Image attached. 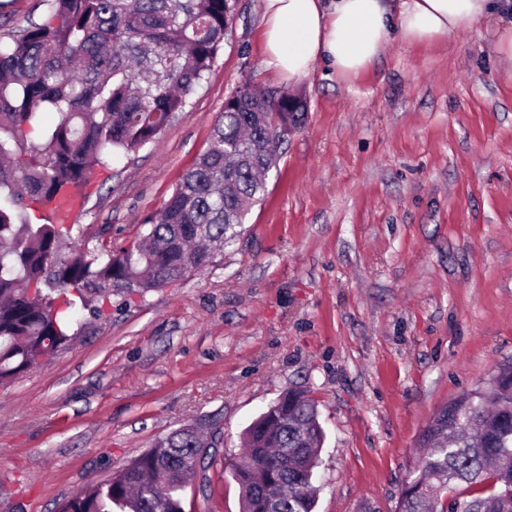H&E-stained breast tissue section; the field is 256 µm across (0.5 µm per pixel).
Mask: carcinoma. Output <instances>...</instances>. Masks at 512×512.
Returning <instances> with one entry per match:
<instances>
[{"label":"carcinoma","mask_w":512,"mask_h":512,"mask_svg":"<svg viewBox=\"0 0 512 512\" xmlns=\"http://www.w3.org/2000/svg\"><path fill=\"white\" fill-rule=\"evenodd\" d=\"M45 16L0 42V387L67 344L74 315L98 318L112 297L145 294L198 273L233 243L266 191L307 106L284 91H238L208 145L182 174L141 242L91 254L66 247L73 225L31 224L26 202L83 184L106 151L132 153L184 111L224 42L235 0H44ZM231 465L242 512H314L325 434L309 392L292 389L245 430ZM398 512H512V363L485 388L442 407ZM216 451L185 425L154 441L61 512H184L206 492Z\"/></svg>","instance_id":"1"}]
</instances>
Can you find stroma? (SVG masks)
Here are the masks:
<instances>
[{"label": "stroma", "mask_w": 512, "mask_h": 512, "mask_svg": "<svg viewBox=\"0 0 512 512\" xmlns=\"http://www.w3.org/2000/svg\"><path fill=\"white\" fill-rule=\"evenodd\" d=\"M238 0L183 112L82 186L88 251L136 241L240 87L307 101L262 201L207 268L78 313L71 344L0 388V512H59L185 424L224 434L185 512H240L229 464L282 393L316 400V512H397L435 413L512 360V79L506 19L430 44L393 37L354 78L325 61L288 82Z\"/></svg>", "instance_id": "stroma-1"}]
</instances>
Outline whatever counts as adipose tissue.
<instances>
[{
	"instance_id": "adipose-tissue-1",
	"label": "adipose tissue",
	"mask_w": 512,
	"mask_h": 512,
	"mask_svg": "<svg viewBox=\"0 0 512 512\" xmlns=\"http://www.w3.org/2000/svg\"><path fill=\"white\" fill-rule=\"evenodd\" d=\"M488 13V0H403L392 14L388 0H264L266 61L284 80L329 60L339 76L368 69L386 50L392 29L404 41L430 42L469 29Z\"/></svg>"
}]
</instances>
